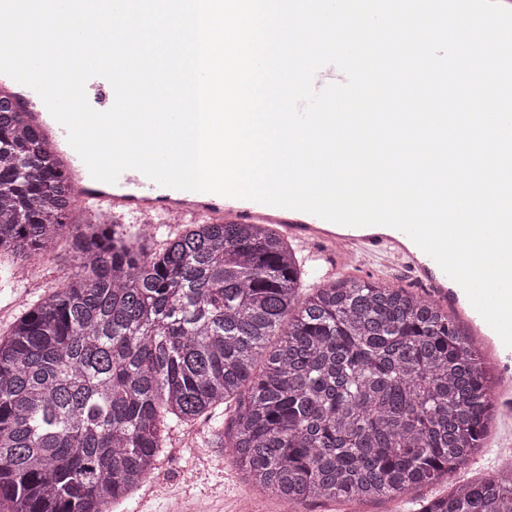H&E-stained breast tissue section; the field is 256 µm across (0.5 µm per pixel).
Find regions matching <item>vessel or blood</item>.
I'll list each match as a JSON object with an SVG mask.
<instances>
[{
	"label": "vessel or blood",
	"mask_w": 512,
	"mask_h": 512,
	"mask_svg": "<svg viewBox=\"0 0 512 512\" xmlns=\"http://www.w3.org/2000/svg\"><path fill=\"white\" fill-rule=\"evenodd\" d=\"M12 94L16 106L26 109L28 120L44 131L50 146L67 149V165L74 180L73 198L78 207L99 210L116 221L130 218L138 223L157 220L181 224H270L297 246L310 248L320 263L319 281L323 284L332 282L348 259L367 255L381 261H397L450 317L487 343L496 362H512V348L504 345L473 308L461 286L404 232L394 228L383 235H371L350 229L339 234L333 222L310 213L215 193L168 188L133 169L124 171L116 183L97 181L78 153L70 150L66 128L50 118L39 95L21 84L15 85Z\"/></svg>",
	"instance_id": "obj_1"
}]
</instances>
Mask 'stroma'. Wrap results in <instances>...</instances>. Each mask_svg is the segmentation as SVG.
<instances>
[{"label":"stroma","mask_w":512,"mask_h":512,"mask_svg":"<svg viewBox=\"0 0 512 512\" xmlns=\"http://www.w3.org/2000/svg\"><path fill=\"white\" fill-rule=\"evenodd\" d=\"M73 273L69 249L60 246L39 265L25 267L23 277L12 287L0 288V306L37 300L60 287ZM207 429V422L199 421L171 431L151 478L113 512H169L170 503L176 499L186 512H233L242 501L249 502L254 512H279L280 500L273 494L256 492L223 449L202 445Z\"/></svg>","instance_id":"1"}]
</instances>
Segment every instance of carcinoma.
Segmentation results:
<instances>
[{"label": "carcinoma", "instance_id": "cac0c4a2", "mask_svg": "<svg viewBox=\"0 0 512 512\" xmlns=\"http://www.w3.org/2000/svg\"><path fill=\"white\" fill-rule=\"evenodd\" d=\"M64 169L1 90L0 255L70 238L76 272L0 338V512H112L200 419L299 512L447 481L483 447L498 380L433 301L351 278L302 297L268 225L72 224ZM420 512H512V468Z\"/></svg>", "mask_w": 512, "mask_h": 512}]
</instances>
